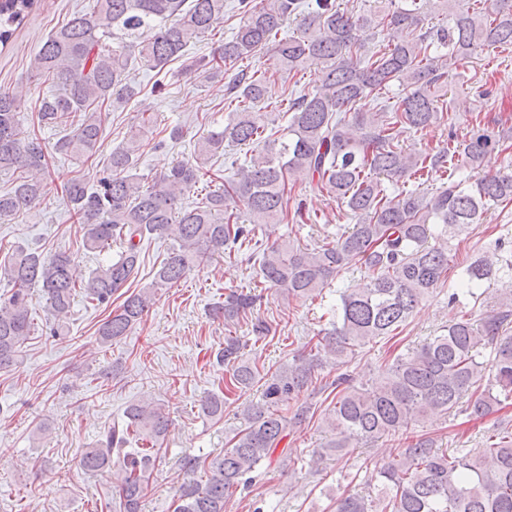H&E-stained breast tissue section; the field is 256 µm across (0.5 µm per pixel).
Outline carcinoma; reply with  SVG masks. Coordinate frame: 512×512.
I'll return each instance as SVG.
<instances>
[{"label":"carcinoma","mask_w":512,"mask_h":512,"mask_svg":"<svg viewBox=\"0 0 512 512\" xmlns=\"http://www.w3.org/2000/svg\"><path fill=\"white\" fill-rule=\"evenodd\" d=\"M375 10L354 15L332 0H239L240 23L230 39L209 55L191 58L186 69L205 86L219 83L232 68L237 75L224 89L235 103L224 127L200 138L191 157L152 177L136 173L140 131L154 124L137 115L139 131L112 150L93 185L76 174L65 194L72 217L81 225L82 246L104 252L112 243L122 250L94 269L81 284L85 297L99 305L136 278L144 239L174 234L176 245L160 263L154 280L125 297L97 329L102 347L129 335L155 303L158 290L173 285L195 267L227 251L249 246L248 260L258 266L266 288L285 301L319 296L340 272L364 268L363 287L338 294L336 320L319 331L309 351L263 373L247 356L248 341L224 337L213 364L224 368V389L201 401L204 416L219 421L224 403L236 390L261 384L262 399L243 408L245 428L231 439L224 455L206 463L183 459L188 479L173 512H224L238 490H247L255 473L275 454L288 458L283 441L313 417L312 406L283 412L308 387L315 372L331 362L348 365L356 350L376 338L394 337L416 306L448 279V249L427 246L435 234L452 240L479 221L490 202H512V173L479 174L485 156L500 148L504 135L476 132L468 141L438 150L406 152L394 144L399 129L422 130L444 119L439 102L448 94L453 70L489 48L512 46V6L491 13L471 0H432L443 21L424 26L420 0H377ZM34 0H0V43L20 23ZM224 19V0H92L90 11L73 14L52 31L37 52L32 72L51 90L38 104L43 127L69 128L55 152L87 163L97 152L107 119L105 107L139 97L141 86L129 79L132 62L156 75L184 56L191 42ZM297 33L280 37L288 21ZM387 25L404 39L369 54L362 52L373 30ZM270 54L274 72L298 74L314 67L313 89L291 100L287 124L275 136L272 113L264 111L268 70L246 62ZM397 85L395 101H379ZM374 111L356 112L364 101ZM20 106L0 89V169L12 172L13 185L0 193V221H11L34 207L47 191L48 163L43 145L22 130ZM252 145L254 154L230 163L232 174L192 206L185 195L199 182L224 144ZM472 172L461 176V170ZM446 175L432 192L401 188L388 192L384 182L405 178L430 183ZM307 184L336 199L356 224L312 248L284 240L265 246L264 226L288 219V186ZM74 258L66 249L45 256L18 246L0 258V274L11 289L0 297V369L11 366L35 330L30 289H42L53 322L49 334L61 336L76 294ZM512 274V261L499 268L475 260L459 273L451 300L480 299L483 283L497 273ZM264 301L261 293L231 291L210 306L212 318L232 327ZM259 341L272 325L254 316ZM492 354L489 366L478 361ZM491 375L490 388L468 408L482 415L512 399V282L500 290L493 308L474 323L462 317L443 333L399 354L388 371L366 389L343 372L330 383L333 406L324 409L330 432L326 447L376 441L405 434L437 414L458 408L463 397ZM171 419L162 406L142 399L128 406L125 420L112 424L79 466L89 475L122 472L119 512H142L141 502ZM208 466L206 480L196 479ZM375 496L348 495L336 512H512V431L488 437L483 447L447 453L426 433L411 436L398 458L379 470Z\"/></svg>","instance_id":"carcinoma-1"}]
</instances>
